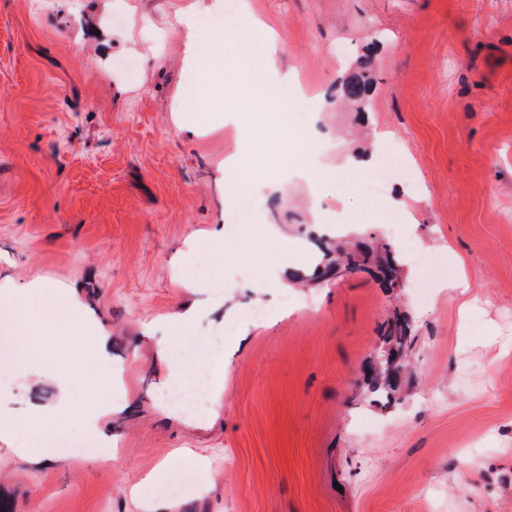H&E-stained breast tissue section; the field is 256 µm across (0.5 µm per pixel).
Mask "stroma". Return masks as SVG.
Returning <instances> with one entry per match:
<instances>
[{"label":"stroma","instance_id":"1","mask_svg":"<svg viewBox=\"0 0 512 512\" xmlns=\"http://www.w3.org/2000/svg\"><path fill=\"white\" fill-rule=\"evenodd\" d=\"M245 2L223 55L194 64L188 42L209 34L185 20L224 0H0V279L47 283L54 359L78 300L123 381L110 464L79 426L48 421V456L0 442V498L14 512H512V0ZM258 23L337 159L388 148L413 168L375 196L367 170H339L321 198L387 246L395 291L370 270L296 285V260L322 268L339 236L299 183L225 235V154L276 176L279 138L307 126L239 63L254 44L238 30ZM364 59L360 108L341 83ZM400 192L404 212L388 203ZM279 235L299 248L285 296L236 258ZM249 307L265 317L242 319ZM397 312L417 341L386 400L363 380ZM186 333L224 346L208 418L157 405V339Z\"/></svg>","mask_w":512,"mask_h":512}]
</instances>
